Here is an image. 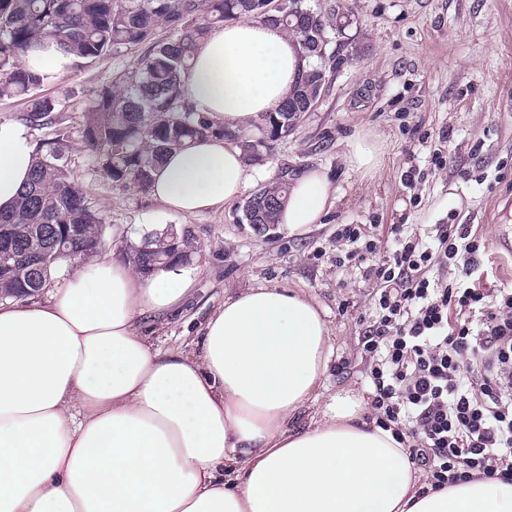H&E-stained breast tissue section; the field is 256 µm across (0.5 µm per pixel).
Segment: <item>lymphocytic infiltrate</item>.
I'll return each mask as SVG.
<instances>
[{"instance_id":"1","label":"lymphocytic infiltrate","mask_w":512,"mask_h":512,"mask_svg":"<svg viewBox=\"0 0 512 512\" xmlns=\"http://www.w3.org/2000/svg\"><path fill=\"white\" fill-rule=\"evenodd\" d=\"M386 256L366 225L343 224L338 265L375 283L359 339L371 416L432 490L482 476L512 481V287H483L486 242L469 224L420 236L391 227Z\"/></svg>"}]
</instances>
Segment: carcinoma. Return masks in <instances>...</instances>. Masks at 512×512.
I'll return each mask as SVG.
<instances>
[{
	"label": "carcinoma",
	"mask_w": 512,
	"mask_h": 512,
	"mask_svg": "<svg viewBox=\"0 0 512 512\" xmlns=\"http://www.w3.org/2000/svg\"><path fill=\"white\" fill-rule=\"evenodd\" d=\"M242 17L282 26L299 43L305 62L279 110L263 116L258 134L246 140L196 112L183 92L198 41L215 26ZM346 19V13L332 9L325 14L305 0H281L275 8L269 0H0V99H24L25 122L32 127L52 122L60 102L37 95L42 79L21 64L32 47L46 40L63 44L80 59L140 50L130 68L88 100L82 139L98 173L112 186L148 190L168 154L209 137L238 142L251 161L270 151L325 92L327 70L337 59L330 45L342 34ZM162 25L173 35L158 38ZM291 185L289 174L280 173L257 188L249 196L257 203L246 223H280ZM268 200L277 205L264 208ZM105 223L71 178L60 141L44 143L36 149L31 177L15 207L0 213V241L7 235L12 245L11 257H0V289L37 295L61 262L72 261L80 250L92 255L104 246ZM192 253L188 236L173 239L156 233L130 251V260L149 271L168 258L180 261ZM33 256L46 264L29 269Z\"/></svg>",
	"instance_id": "1"
}]
</instances>
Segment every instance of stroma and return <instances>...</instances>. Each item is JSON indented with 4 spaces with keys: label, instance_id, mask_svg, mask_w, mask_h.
<instances>
[{
    "label": "stroma",
    "instance_id": "obj_1",
    "mask_svg": "<svg viewBox=\"0 0 512 512\" xmlns=\"http://www.w3.org/2000/svg\"><path fill=\"white\" fill-rule=\"evenodd\" d=\"M351 23L341 38L343 63L328 74L324 95L296 128L259 159L269 178L281 170L326 174L336 200L323 223L294 237L280 228L256 236L243 223L242 201L199 215L173 217L168 229L191 233L195 282L178 313L147 330L154 348H194L207 318L225 298L257 287L311 296L330 327L333 356L316 388L317 407L345 393L366 395L361 317L371 313L374 286L355 268L340 267L341 224L374 225L381 251L394 224L426 226L455 219L477 225L494 267L488 285L512 284V256L495 244L512 220V0H346ZM136 56L77 61L38 93L62 101L51 124L28 128L32 145L68 131L65 155L75 180L108 217L105 245H141L159 204L136 187L118 189L94 167L81 138L85 105ZM359 135L381 149L365 175L347 164ZM446 164L435 167L434 150ZM420 174L407 187L408 171Z\"/></svg>",
    "mask_w": 512,
    "mask_h": 512
}]
</instances>
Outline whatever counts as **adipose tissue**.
I'll return each instance as SVG.
<instances>
[{"label":"adipose tissue","mask_w":512,"mask_h":512,"mask_svg":"<svg viewBox=\"0 0 512 512\" xmlns=\"http://www.w3.org/2000/svg\"><path fill=\"white\" fill-rule=\"evenodd\" d=\"M75 57L30 50L44 81ZM303 67L279 25L245 19L195 49L184 94L196 112L248 129L276 111ZM26 129L0 123V210L33 168ZM258 175L238 143L172 152L150 188L155 228L237 200ZM326 176L296 181L281 214L291 235L332 206ZM188 271H135L115 250L48 284L43 299L0 301V512H512V482L481 477L422 492L391 432L338 395L311 417L333 353L314 300L278 288L225 299L194 352L153 349L139 326L179 308Z\"/></svg>","instance_id":"ef3b65f1"}]
</instances>
